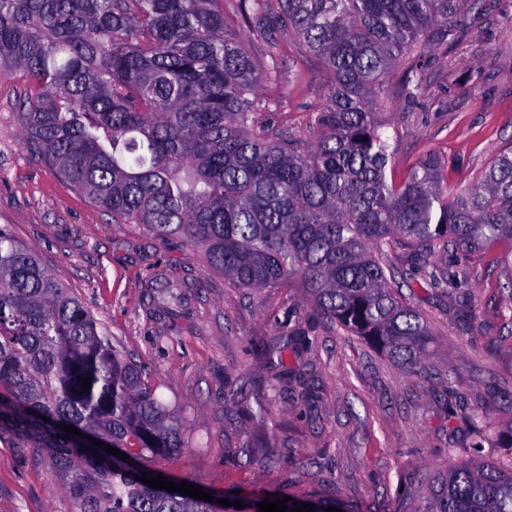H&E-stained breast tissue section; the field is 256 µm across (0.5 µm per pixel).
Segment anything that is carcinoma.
<instances>
[{"label":"carcinoma","mask_w":512,"mask_h":512,"mask_svg":"<svg viewBox=\"0 0 512 512\" xmlns=\"http://www.w3.org/2000/svg\"><path fill=\"white\" fill-rule=\"evenodd\" d=\"M481 0H0V75L29 80L26 146L120 224L200 250L239 288L296 279L320 318L427 373L426 317L391 265L512 243V150L448 198L435 157L397 183L384 135L390 79ZM239 17L272 43L288 35L330 75L313 136L272 125L260 96L275 60L229 33ZM424 76L403 72L415 99ZM159 306L182 284L152 289ZM312 340L286 327L261 345L283 385L301 376ZM294 360L288 361V355ZM91 379L84 391L81 381ZM103 323L6 229H0V436L39 448L75 512H214L215 502L162 491L155 477L188 447L177 411ZM474 455L511 448L470 417ZM66 424L126 454L82 448ZM413 512H512V458L448 468Z\"/></svg>","instance_id":"cac0c4a2"}]
</instances>
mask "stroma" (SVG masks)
Returning <instances> with one entry per match:
<instances>
[{"label": "stroma", "mask_w": 512, "mask_h": 512, "mask_svg": "<svg viewBox=\"0 0 512 512\" xmlns=\"http://www.w3.org/2000/svg\"><path fill=\"white\" fill-rule=\"evenodd\" d=\"M487 16L467 11L461 37L431 40L417 63L426 80L415 101L394 95L387 174L401 181L435 155L449 188L472 182L498 150L512 146V0H487ZM256 57L279 68L261 90L276 125L308 131L326 101L330 78L305 47L281 37L249 36ZM20 75L0 78V227L53 269L107 327L126 355L145 367L158 396L178 407L189 446L169 469L214 495L266 493L296 500L319 495L351 512H410L425 479L466 461V416L481 412L486 430H512V292L505 259L512 244L457 250L412 266L399 245L389 260L411 266L407 296L426 315L432 344L428 375L407 371L314 312L298 281L259 291L203 267L192 250L155 239L140 224H118L55 174L23 139ZM458 272L454 289L426 287L424 269ZM153 277L188 281L186 299L158 308L146 294ZM287 322L313 341L312 402L273 385L262 342ZM452 378V398L437 382ZM270 401L250 415L255 395ZM278 457L263 461L268 448ZM0 512H73V502L38 448L0 437Z\"/></svg>", "instance_id": "1"}]
</instances>
